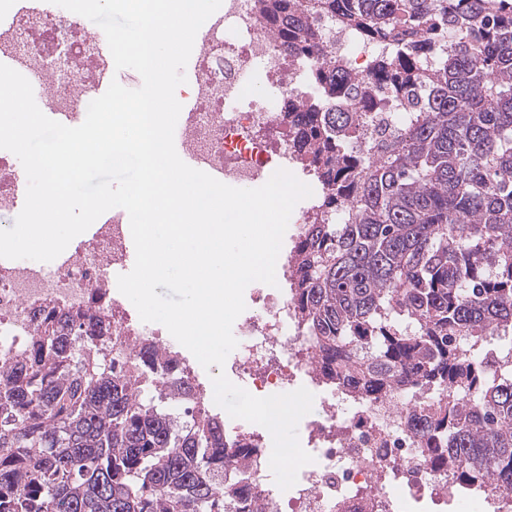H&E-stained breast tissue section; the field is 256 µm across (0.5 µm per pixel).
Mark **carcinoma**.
Listing matches in <instances>:
<instances>
[{
    "label": "carcinoma",
    "instance_id": "carcinoma-1",
    "mask_svg": "<svg viewBox=\"0 0 512 512\" xmlns=\"http://www.w3.org/2000/svg\"><path fill=\"white\" fill-rule=\"evenodd\" d=\"M512 0H269L263 22L318 58L316 96L295 146L327 185L323 224L288 252L298 318L321 349L320 375L381 390H433L420 449L457 467L458 486L512 478V357L483 375L488 337L512 332ZM378 43L368 75L336 62L302 10ZM410 121L362 131L387 107ZM82 318L44 322L0 374V512H227L215 476L252 452L206 411L180 425L179 388L107 359L106 331L76 354Z\"/></svg>",
    "mask_w": 512,
    "mask_h": 512
}]
</instances>
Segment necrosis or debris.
<instances>
[{
	"instance_id": "necrosis-or-debris-1",
	"label": "necrosis or debris",
	"mask_w": 512,
	"mask_h": 512,
	"mask_svg": "<svg viewBox=\"0 0 512 512\" xmlns=\"http://www.w3.org/2000/svg\"><path fill=\"white\" fill-rule=\"evenodd\" d=\"M13 2L0 0V14L11 16L5 38L26 44L27 78L37 101L48 109L72 108L73 90L68 80L53 76L47 45L57 43L77 59L94 37L80 31L72 12L52 4L34 18L42 38L33 40L34 19L14 11ZM265 2L224 0L223 25L214 26L198 48L193 90L199 108L187 145L203 162L223 165L225 177L236 183L262 182L303 161L286 106L308 102L314 63L265 35ZM259 60L265 90L249 96L241 77ZM126 256L125 225L109 223L53 266L0 268V366L9 365L35 336L48 311L64 309L109 318L115 352L152 361L164 381L183 382L197 393L188 360L164 328L131 316L112 296L107 271ZM232 331L238 345L225 372L246 380L257 394L282 390L304 376L320 411L308 423L314 461L300 469L296 484L281 490L269 465L253 468L237 485L231 512H397L399 501L426 498L446 512L456 501L453 467L431 464L418 450L420 401L399 389L376 394L358 385L349 392L323 385L316 342L287 294L256 289Z\"/></svg>"
}]
</instances>
